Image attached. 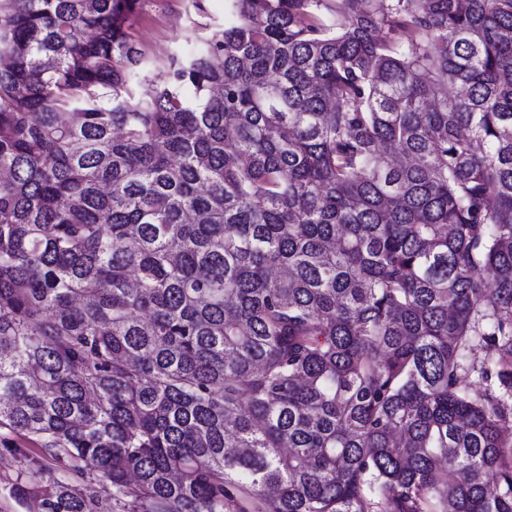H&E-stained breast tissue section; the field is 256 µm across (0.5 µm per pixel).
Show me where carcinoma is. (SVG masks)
<instances>
[{
	"label": "carcinoma",
	"instance_id": "obj_1",
	"mask_svg": "<svg viewBox=\"0 0 512 512\" xmlns=\"http://www.w3.org/2000/svg\"><path fill=\"white\" fill-rule=\"evenodd\" d=\"M6 2L0 490L512 512V0H226L155 73L138 0Z\"/></svg>",
	"mask_w": 512,
	"mask_h": 512
}]
</instances>
